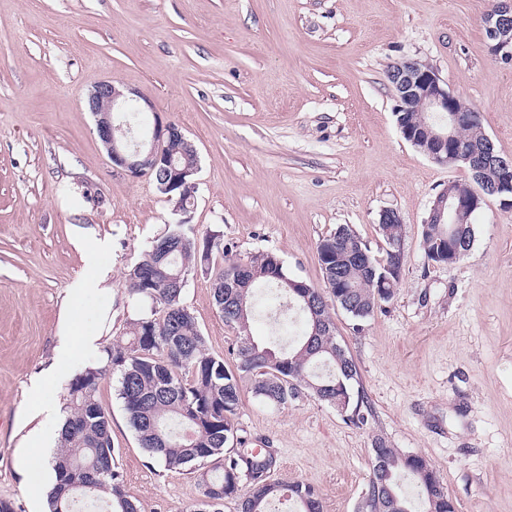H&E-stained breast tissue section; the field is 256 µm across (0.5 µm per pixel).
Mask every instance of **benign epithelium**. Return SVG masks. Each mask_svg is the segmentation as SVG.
<instances>
[{
	"label": "benign epithelium",
	"mask_w": 512,
	"mask_h": 512,
	"mask_svg": "<svg viewBox=\"0 0 512 512\" xmlns=\"http://www.w3.org/2000/svg\"><path fill=\"white\" fill-rule=\"evenodd\" d=\"M489 39V51L494 57L512 59V0H499L498 5L483 18ZM390 83L395 91V112L424 111L436 113V125L420 127L402 125L401 133L417 150L434 162L453 167L467 166L473 176L483 184L468 197H459L451 189L439 193L432 202L428 221L435 224L457 223L463 212L480 210L489 198L499 206L512 211V159L488 151L491 160L484 163L479 155L459 142V126L464 108L459 98L444 87L434 69L418 61L406 62L390 73ZM88 111L96 118V131L112 164L130 174L153 178L161 172L168 179L164 189L167 198L177 211L189 208L187 197L181 186H195L198 162H187L197 156L196 149L182 129L174 123L154 122L151 139L128 143L116 136L112 124V113L125 112L130 108L138 112L154 111L152 102L144 95L119 89L110 81L94 86L87 97ZM238 274L230 278L224 287L247 288L253 281L249 277L247 262L237 261Z\"/></svg>",
	"instance_id": "7a95c632"
}]
</instances>
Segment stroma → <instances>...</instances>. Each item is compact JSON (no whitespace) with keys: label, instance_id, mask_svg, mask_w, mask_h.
<instances>
[{"label":"stroma","instance_id":"1","mask_svg":"<svg viewBox=\"0 0 512 512\" xmlns=\"http://www.w3.org/2000/svg\"><path fill=\"white\" fill-rule=\"evenodd\" d=\"M498 0H0V500L31 512L14 468L31 428L58 445L69 385L148 304L129 272L150 242L184 222L200 258L183 303L211 354L234 361L238 332L212 291L225 259L279 258L320 284L317 246L352 226L376 257L386 209L402 221L394 297L364 319L329 311L373 418L361 429L309 394L271 406L244 392L235 417L250 447L271 449V477L303 482L324 512H356L375 437L425 458L456 512H512V211L488 199L475 242L453 264L428 261L421 231L435 196L467 183L399 131L391 66L418 60L479 112L512 157V62L492 56L483 26ZM109 80L146 95L137 139L155 121L182 128L199 160L190 209L175 213L152 179L113 166L85 107ZM99 281L73 312L94 350L56 363L67 292ZM275 293L255 291L249 332L279 337ZM53 372L38 405L34 378ZM118 377L99 385L116 462L139 512H199L195 474L140 448Z\"/></svg>","mask_w":512,"mask_h":512}]
</instances>
